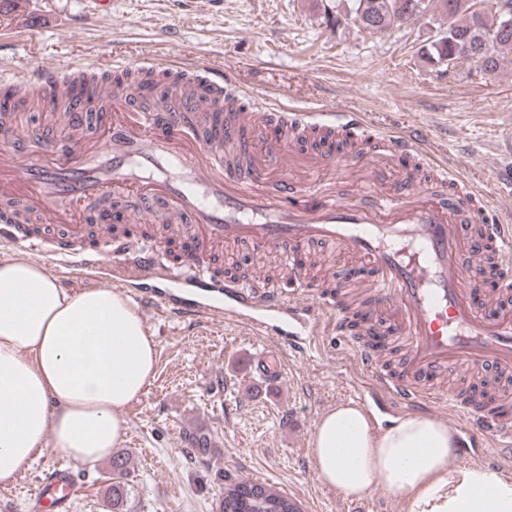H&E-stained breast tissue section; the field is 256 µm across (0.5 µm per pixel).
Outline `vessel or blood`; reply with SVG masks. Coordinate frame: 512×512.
Listing matches in <instances>:
<instances>
[{
    "label": "vessel or blood",
    "mask_w": 512,
    "mask_h": 512,
    "mask_svg": "<svg viewBox=\"0 0 512 512\" xmlns=\"http://www.w3.org/2000/svg\"><path fill=\"white\" fill-rule=\"evenodd\" d=\"M24 71L38 73L47 96L97 75L84 62L63 72L30 64ZM101 92L105 108L62 118L72 132L92 129L78 157L62 153L52 136L30 151L14 113L0 114V199L23 200L44 229L33 238L6 214L1 238L43 250L70 273L144 283L141 308L245 325L275 339L247 358L250 374L264 382L287 380L280 343L313 352L318 337L336 333L350 340L357 376L374 382L386 406L445 410L471 433L456 462L471 461L478 445L497 446L499 458L512 462V403L470 387L438 399L424 391L459 367L512 379V225L463 176L447 173L428 137L367 134L356 112L261 105L203 68L186 70L168 103L152 110L135 109L120 77ZM311 142L317 166L358 184L361 195L318 198L303 189L292 162ZM272 163L285 169L274 196L265 189ZM428 163L443 170L451 192L420 190L418 169ZM129 186L140 188L144 203L168 200L178 221L163 231L189 246L178 266L126 235V215L94 229L74 222L73 202L90 205ZM228 243L290 251L287 286L224 271ZM315 246L336 248L367 271L363 313L383 326L387 342L402 343L400 364L383 366L379 347L351 335L344 288H319L323 307L308 303L315 292L303 285L302 259ZM158 281L164 290H154ZM78 494L69 471L59 470L33 497L31 512H69Z\"/></svg>",
    "instance_id": "1"
}]
</instances>
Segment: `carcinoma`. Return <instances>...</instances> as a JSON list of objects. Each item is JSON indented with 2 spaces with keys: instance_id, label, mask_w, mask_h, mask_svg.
I'll return each mask as SVG.
<instances>
[{
  "instance_id": "cac0c4a2",
  "label": "carcinoma",
  "mask_w": 512,
  "mask_h": 512,
  "mask_svg": "<svg viewBox=\"0 0 512 512\" xmlns=\"http://www.w3.org/2000/svg\"><path fill=\"white\" fill-rule=\"evenodd\" d=\"M435 4L440 16V33L426 48L429 60L437 65L474 62L481 70L497 73L512 55V29L497 35L491 51H485L488 27L473 10L474 0H354V20L372 34L386 32L418 16ZM129 458L112 454V485L109 498L112 512H123L130 489L122 481L129 469ZM219 512H300L297 503L266 483L234 479L225 484L219 499Z\"/></svg>"
}]
</instances>
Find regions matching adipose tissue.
Listing matches in <instances>:
<instances>
[{
  "mask_svg": "<svg viewBox=\"0 0 512 512\" xmlns=\"http://www.w3.org/2000/svg\"><path fill=\"white\" fill-rule=\"evenodd\" d=\"M156 369V345L129 297L70 291L43 264L0 260V482L54 449L80 463L123 441L124 408ZM455 430L407 415L374 427L347 402L322 414L311 440L321 481L359 498L380 485L404 512H512V480L479 464L452 468Z\"/></svg>",
  "mask_w": 512,
  "mask_h": 512,
  "instance_id": "obj_1",
  "label": "adipose tissue"
}]
</instances>
